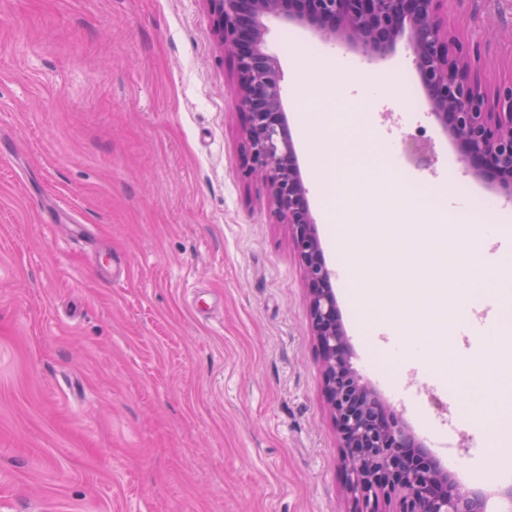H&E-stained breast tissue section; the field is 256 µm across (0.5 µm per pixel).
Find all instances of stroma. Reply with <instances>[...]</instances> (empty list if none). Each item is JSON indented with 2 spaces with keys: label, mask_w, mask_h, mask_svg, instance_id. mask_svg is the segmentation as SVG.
<instances>
[{
  "label": "stroma",
  "mask_w": 512,
  "mask_h": 512,
  "mask_svg": "<svg viewBox=\"0 0 512 512\" xmlns=\"http://www.w3.org/2000/svg\"><path fill=\"white\" fill-rule=\"evenodd\" d=\"M448 26L480 44L487 87L512 81V0H463ZM266 27L351 365L427 448L449 443L441 467L503 512L498 407L459 393L474 363L512 355V341L461 332L507 295L452 299L419 283L452 268L388 278L371 258L364 276L394 295L377 300L386 318L361 319L312 189L320 148L297 121V56H342L336 98L372 145L366 190L387 176L443 190L454 215L466 185L509 225L512 201L402 97L405 39L366 85L359 53ZM230 85L204 0H0V512H351L303 273L262 184L241 175ZM421 309L425 335L407 334Z\"/></svg>",
  "instance_id": "1"
}]
</instances>
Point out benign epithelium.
<instances>
[{"label":"benign epithelium","mask_w":512,"mask_h":512,"mask_svg":"<svg viewBox=\"0 0 512 512\" xmlns=\"http://www.w3.org/2000/svg\"><path fill=\"white\" fill-rule=\"evenodd\" d=\"M232 69L244 113L242 171L264 185L271 214L288 226L307 285V307L323 367V395L343 448L353 512H487L486 499L443 472L430 450L352 370L349 347L311 214L282 101L279 58L266 48L264 19L313 28L372 62L400 37L431 115L459 150L465 172L512 200V82L490 96L479 45L448 29V0H204ZM391 506L384 511L380 503Z\"/></svg>","instance_id":"1"}]
</instances>
